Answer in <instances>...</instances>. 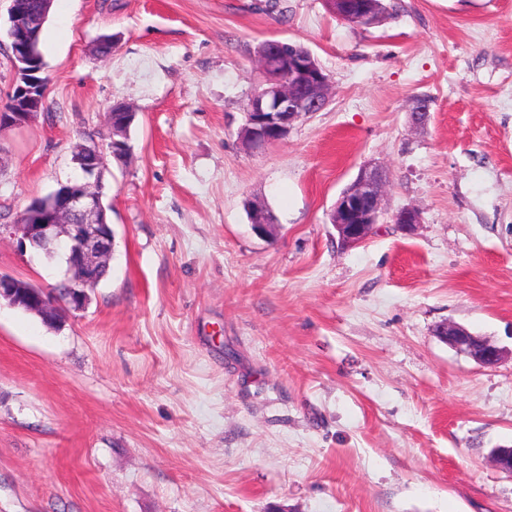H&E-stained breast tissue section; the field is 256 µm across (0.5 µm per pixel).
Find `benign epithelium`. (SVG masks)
Returning a JSON list of instances; mask_svg holds the SVG:
<instances>
[{
  "mask_svg": "<svg viewBox=\"0 0 512 512\" xmlns=\"http://www.w3.org/2000/svg\"><path fill=\"white\" fill-rule=\"evenodd\" d=\"M378 0H336V16L340 19L370 23ZM12 85L11 109L0 113V129L22 127L33 122L42 112L45 87L30 70L35 35L25 0H10L9 7ZM257 60L262 81L251 95L239 139L245 149L258 151L283 141L293 125L302 117L324 109L331 94L328 74L316 56L302 53L283 42L262 45ZM131 113L126 105L112 107L107 114L109 148L88 137L76 147L80 174L42 202L32 203L18 224H1L21 234V240L39 246L43 255L53 260L65 258L66 270L58 284L62 294L53 290L25 288L10 274L0 272V301L22 305L39 313L48 324L60 321L64 309L81 311L88 305L87 288L100 280L102 270L109 268L114 239L106 210L101 203V183L109 159L120 163L130 155L125 140V123H117L112 113ZM388 182L384 168L367 164L359 169L354 181L342 192L332 211L331 224L339 243L346 248L362 244L373 227L387 214L383 194ZM251 222L263 236L275 231L272 215L262 206L250 208ZM393 223L409 231L420 223L413 208H402L391 215ZM440 338L458 352L483 366H494L503 358V350L484 337L470 333L462 326L445 322Z\"/></svg>",
  "mask_w": 512,
  "mask_h": 512,
  "instance_id": "1",
  "label": "benign epithelium"
}]
</instances>
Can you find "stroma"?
<instances>
[{
    "instance_id": "1",
    "label": "stroma",
    "mask_w": 512,
    "mask_h": 512,
    "mask_svg": "<svg viewBox=\"0 0 512 512\" xmlns=\"http://www.w3.org/2000/svg\"><path fill=\"white\" fill-rule=\"evenodd\" d=\"M384 3L361 27L325 0H53L46 109L0 133V224L77 177L113 105L135 120L88 307L54 330L0 306V512H512L491 461L512 446V0ZM267 39L308 48L332 96L251 152ZM373 162L420 223L346 249L330 214ZM0 271L47 288L61 265L6 235ZM449 321L504 358L457 352Z\"/></svg>"
}]
</instances>
